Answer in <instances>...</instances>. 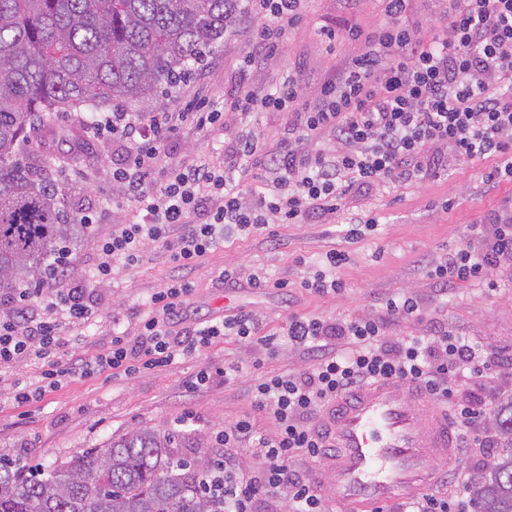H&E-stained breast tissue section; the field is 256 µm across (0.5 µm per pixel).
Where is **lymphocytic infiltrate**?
Segmentation results:
<instances>
[{
	"label": "lymphocytic infiltrate",
	"mask_w": 512,
	"mask_h": 512,
	"mask_svg": "<svg viewBox=\"0 0 512 512\" xmlns=\"http://www.w3.org/2000/svg\"><path fill=\"white\" fill-rule=\"evenodd\" d=\"M303 2L251 0L257 22L250 30L248 65H261L278 49L287 26L300 18ZM409 2L385 0L389 24L366 36L361 53L314 96L303 94L293 76L271 94L240 90L229 105L231 112H291L288 135L276 151H266L258 137L246 134L225 147L223 168L167 165L162 147L169 135L183 124H215L218 114L150 112L134 117L116 112L95 124V132H111L126 144V159L112 178L144 213L141 222L119 225L100 242L96 280L109 281L114 268L137 262L148 242L167 245L179 273L152 296L136 341L115 334L111 352L92 360L60 354L65 326L88 325L97 318L98 309L81 282L68 281L43 297L40 315L32 312L30 298L11 299L10 312L0 315V363L33 353L50 360L42 385L21 387L18 402L40 399L77 370L131 375L172 364L221 337L255 336L259 321L245 311L187 332L168 328L192 291L185 271L197 265L224 229L247 235L273 220L301 224L315 212L336 213L353 193L412 185L460 162L492 160L487 181L512 180V0H450L447 12L424 34L401 23ZM243 160L259 170L264 191L246 194L229 177V169ZM158 171L163 174L161 188L148 192ZM487 221L491 232L480 254L465 246L432 268L440 288L512 262V208L495 210ZM386 311L383 318L336 322L289 317L285 336L315 353V363L308 372L263 375L250 384L255 406L272 416L276 434L271 439L257 435L247 418L225 428V447L249 442L262 456L261 465L247 477L225 475L226 512H253V504L268 496L285 498L290 512H327L308 479L289 470L288 459L297 452L322 456L326 443L311 419L336 395L380 376L417 383L434 399L451 404L456 426L475 432L472 447L491 442V410L454 402L452 386L464 371L477 379L491 374L485 352L445 330L425 341L404 339L385 347L387 317H418L422 306L405 295L387 300ZM337 336L347 341L345 351L329 347V339Z\"/></svg>",
	"instance_id": "lymphocytic-infiltrate-1"
}]
</instances>
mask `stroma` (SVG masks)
Here are the masks:
<instances>
[{"instance_id": "35a3bbf8", "label": "stroma", "mask_w": 512, "mask_h": 512, "mask_svg": "<svg viewBox=\"0 0 512 512\" xmlns=\"http://www.w3.org/2000/svg\"><path fill=\"white\" fill-rule=\"evenodd\" d=\"M383 0H306L303 15L289 26L275 56L260 67L244 63L251 45L252 17L242 14L223 41L191 79L169 95L145 104L148 112H182L188 107L223 111L241 85L273 92L287 75L297 76L306 93H314L362 49L355 32L369 33L387 24ZM335 38H327V31ZM289 112L251 114L247 122L234 116L207 129L187 125L165 142L168 162L203 160L220 166L224 145L253 132L270 148L288 133ZM31 162L50 167L58 192L75 217H88L93 234H76L73 257L95 301L99 315L89 326L66 329L65 350L92 359L111 347L116 332L135 337L152 294L178 273L161 244L147 243L142 259L116 268L110 281L96 282L98 244L117 224L137 221L136 203L123 198L112 182V171L126 156L122 142L96 136L83 114L71 112L43 120L26 148ZM488 162H468L411 186L380 187L350 195L333 216L314 217L302 224H270L246 238L229 237L216 244L186 276L193 291L182 305L175 330L247 310L257 315L262 332H279L289 316L347 319L381 312L386 300L405 294L417 298L421 317L390 319L388 342L405 336H428L438 327L468 337L496 363L492 378L477 384L459 377L455 396L460 402L481 398L501 407L512 400V265L500 264L481 280L459 281L438 291L430 270L441 258L465 246L474 225L489 211L512 201V182L484 181ZM378 216L379 224L359 242L344 243L341 229L349 214ZM346 249L349 261L339 269L347 289L340 295H318L301 288L326 252ZM238 273L260 270L287 281L284 289L249 287L247 282L221 284L222 269ZM314 357L278 339L275 352L256 341L218 340L173 364L128 377L108 371L73 375L47 390L37 402L15 400V382L39 384L46 362L35 356L0 364V457L28 467L45 468L101 448L111 439L137 429H159L183 418L188 429L210 435L247 417L259 435L270 438L276 428L259 412L249 392L254 378L267 373H303ZM210 368L209 383L199 389L191 382L200 368ZM500 448L454 450L453 472L434 490L462 493L471 476L499 456Z\"/></svg>"}]
</instances>
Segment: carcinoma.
I'll return each instance as SVG.
<instances>
[{
	"mask_svg": "<svg viewBox=\"0 0 512 512\" xmlns=\"http://www.w3.org/2000/svg\"><path fill=\"white\" fill-rule=\"evenodd\" d=\"M243 0H0V297L79 276L76 225L25 161L34 120L145 103L191 75ZM512 449V402L493 416ZM207 438L177 420L23 474L0 458V512H224V460L173 449ZM476 512H512V452L470 481Z\"/></svg>",
	"mask_w": 512,
	"mask_h": 512,
	"instance_id": "carcinoma-1",
	"label": "carcinoma"
}]
</instances>
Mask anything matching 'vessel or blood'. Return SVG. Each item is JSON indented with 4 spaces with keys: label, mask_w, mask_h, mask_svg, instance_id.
I'll use <instances>...</instances> for the list:
<instances>
[{
    "label": "vessel or blood",
    "mask_w": 512,
    "mask_h": 512,
    "mask_svg": "<svg viewBox=\"0 0 512 512\" xmlns=\"http://www.w3.org/2000/svg\"><path fill=\"white\" fill-rule=\"evenodd\" d=\"M449 421L419 386L393 378L338 396L318 418L334 450L324 470L336 512H374L425 490L432 463L454 462Z\"/></svg>",
    "instance_id": "1"
}]
</instances>
